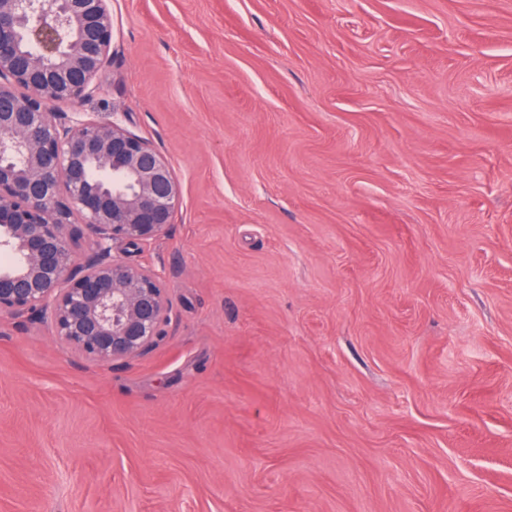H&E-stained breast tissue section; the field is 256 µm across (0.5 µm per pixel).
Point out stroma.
I'll list each match as a JSON object with an SVG mask.
<instances>
[{"mask_svg": "<svg viewBox=\"0 0 512 512\" xmlns=\"http://www.w3.org/2000/svg\"><path fill=\"white\" fill-rule=\"evenodd\" d=\"M110 8L166 337L0 314V512H512V0Z\"/></svg>", "mask_w": 512, "mask_h": 512, "instance_id": "stroma-1", "label": "stroma"}]
</instances>
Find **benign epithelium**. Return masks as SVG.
<instances>
[{
  "mask_svg": "<svg viewBox=\"0 0 512 512\" xmlns=\"http://www.w3.org/2000/svg\"><path fill=\"white\" fill-rule=\"evenodd\" d=\"M109 2L0 0V250L17 256L0 270V313L40 314L99 365L165 337L159 274L114 251L163 235L179 202L169 163L121 120L55 111L98 89L112 57Z\"/></svg>",
  "mask_w": 512,
  "mask_h": 512,
  "instance_id": "obj_1",
  "label": "benign epithelium"
}]
</instances>
